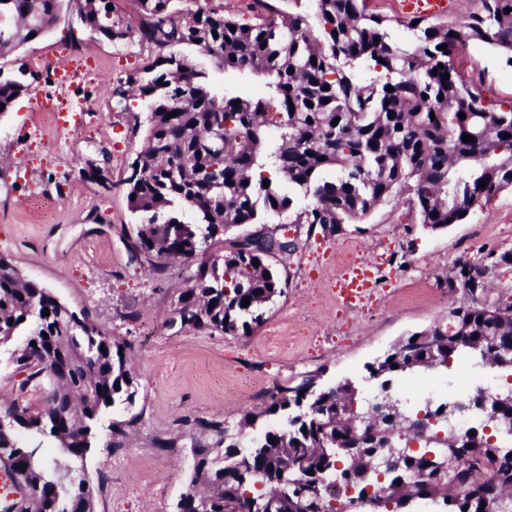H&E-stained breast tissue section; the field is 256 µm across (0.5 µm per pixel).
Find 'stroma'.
<instances>
[{"label":"stroma","mask_w":512,"mask_h":512,"mask_svg":"<svg viewBox=\"0 0 512 512\" xmlns=\"http://www.w3.org/2000/svg\"><path fill=\"white\" fill-rule=\"evenodd\" d=\"M156 54L147 42L117 44L85 31L73 0H61L56 23L43 35L0 49L1 72L22 66L34 76L29 92L0 114V254L124 343L137 388L134 405L103 413L95 444L76 464L94 489L95 512H176L193 473L198 421L238 426L274 386L318 371L326 383L349 378L363 393H375L367 363L401 338L447 324L452 297L445 279L455 262L489 265L491 254L512 250L510 189L441 231L420 224L402 196L330 237L296 223L309 203L296 191L291 207L267 219L274 231L289 225L300 248L273 258L286 286L265 306L263 322L236 336L174 323L177 297L196 266L171 260L155 275L153 256L133 248L137 219L124 180L144 145L139 127L145 104L132 98L127 108L117 107L106 85ZM62 60L96 64L99 79L73 85L92 115L68 139L51 143L31 131L53 130L45 107L55 100L51 79ZM458 62L486 103L512 101V63L505 54L470 44ZM36 195L52 208V218L31 208ZM366 261L375 272L371 297L353 308L339 304L337 279ZM22 343L18 336L0 348V412L40 408L48 399L47 388L26 384L12 361ZM471 369L456 358L439 369L392 378L390 387L410 413L431 398L464 403L471 396L464 388ZM113 423L126 432L115 450L106 446Z\"/></svg>","instance_id":"stroma-1"}]
</instances>
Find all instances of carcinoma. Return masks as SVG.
Wrapping results in <instances>:
<instances>
[{
	"label": "carcinoma",
	"mask_w": 512,
	"mask_h": 512,
	"mask_svg": "<svg viewBox=\"0 0 512 512\" xmlns=\"http://www.w3.org/2000/svg\"><path fill=\"white\" fill-rule=\"evenodd\" d=\"M178 2L137 0L133 26L105 20L112 0H85L77 16L85 29L109 40H146L158 49L151 64L119 78L111 96L124 100L136 91L149 106L146 145L126 179L128 207L141 220L138 251L160 261L198 263L178 297L181 326L245 335L263 320L265 304L284 293L267 258L295 252L296 242L261 230L251 242L227 238L211 254L202 248L219 234L263 224L291 205L269 171L311 199L295 223L333 232L407 192L422 224L445 229L512 189V104L484 103L479 88L454 64L470 42L495 48L512 63V0H479V9L458 28L408 21V40L394 38L388 19L367 12V0H315V25L307 14L274 0H255L253 23L216 10L188 11ZM59 7V0H0V18L20 20L14 27L0 25V47L44 34ZM183 47L208 57L219 71L264 78L263 93L216 91ZM446 73L449 78H442ZM28 89L23 79L0 78V113ZM476 101L483 103L480 112L472 108ZM212 129L223 130V148L202 145ZM465 134L473 141H463ZM331 168L336 177L328 180L323 173ZM175 205L196 222L174 215ZM487 271L458 260L446 278L448 293L456 294L454 283L464 276L474 287L448 307L455 335L435 325L407 336L366 365L368 377L385 378V388L395 376L445 366L459 353L512 371L501 357L512 351V301L488 298ZM15 336L26 337L15 359L27 373L24 384L44 382L50 389L44 407L7 409L0 423V462L15 483L29 489L17 512H92L90 483L71 476L72 463L91 448L105 409L134 402L125 345L22 279L12 259L0 255V344ZM470 402L485 426L512 423V386ZM263 405V413L281 415L282 424L247 446L241 431L258 415L244 414L236 433L226 432L223 421L199 422L210 440L193 444L194 474L181 495L182 512H195L196 494L209 500V512H259L255 505L265 501L272 512H295L293 495L300 490L312 500L325 496V512H360L350 497L329 492L333 483L359 496L373 487L375 512H390L391 504L397 509L413 494L439 512H479L491 489L512 494V446L475 427L447 449L438 441L434 448L394 457L391 445L412 439L418 417L406 422L384 408L377 413L379 427L351 432L347 420L377 403H361L347 380L322 387L317 376H307L295 386L267 391ZM448 405L426 404L424 421L435 438L447 429L429 418ZM22 432L58 442L61 456L47 461L40 446L21 442ZM445 450L453 463L448 476L428 458ZM389 456L391 466L376 473V462ZM285 472L291 478L286 485Z\"/></svg>",
	"instance_id": "cac0c4a2"
}]
</instances>
